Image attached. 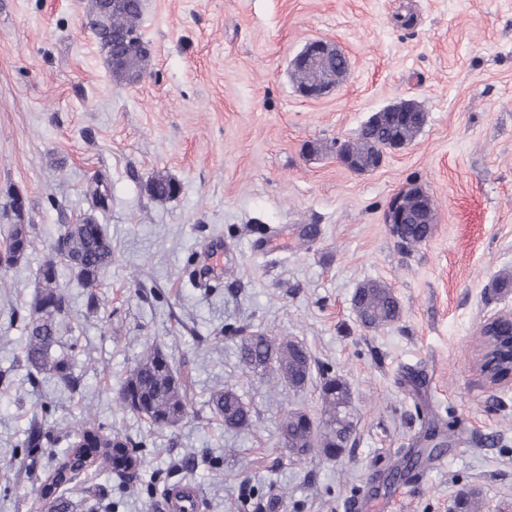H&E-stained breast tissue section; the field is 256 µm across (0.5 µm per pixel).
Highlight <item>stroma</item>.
<instances>
[{
  "instance_id": "stroma-1",
  "label": "stroma",
  "mask_w": 512,
  "mask_h": 512,
  "mask_svg": "<svg viewBox=\"0 0 512 512\" xmlns=\"http://www.w3.org/2000/svg\"><path fill=\"white\" fill-rule=\"evenodd\" d=\"M85 4L0 0V225L24 220L34 237L0 290V512H40L50 457L67 448L29 460L21 442L37 415L63 432L89 415L141 445L132 477L81 476L73 512H170L182 485L196 488L197 512H236L247 486L262 512H456L469 488L488 512H512V383L487 387L475 366L482 323L512 310V291L491 288L512 271V0H143L152 54L134 85L113 78ZM318 39L349 69L309 99L291 61ZM403 100L427 114L411 144L369 172L337 161L336 142ZM158 175L175 197L150 194ZM99 182L109 201L96 214ZM414 182L437 222L405 248L383 214ZM90 213L115 261L94 307L61 274L81 379L71 392L31 376L23 318L62 226ZM369 279L402 310L375 331L351 305ZM242 328L304 345L311 381L296 391L243 370ZM154 348L192 374L173 429L117 401ZM325 371L351 390L353 445L297 462L275 427L286 407L317 410ZM230 385L257 411L254 430L211 412V393ZM433 424L452 441L387 483Z\"/></svg>"
}]
</instances>
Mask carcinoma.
I'll return each instance as SVG.
<instances>
[{
    "mask_svg": "<svg viewBox=\"0 0 512 512\" xmlns=\"http://www.w3.org/2000/svg\"><path fill=\"white\" fill-rule=\"evenodd\" d=\"M141 19V0H124L120 7L102 17V0H90L86 11L87 25L95 34L108 56L125 52L142 43L137 33ZM396 136L413 141L417 132L390 125L385 120L376 125H364L357 137L342 143V149L359 167L367 168L385 142ZM174 182L154 177L150 192L158 198H171ZM433 232L431 224H400L391 233L403 246H415L427 241ZM33 247L29 224H8L0 235V270H7L28 255ZM112 238L95 216L89 215L77 224H67L59 234L52 254L45 259L38 273L39 289L29 304L25 318L23 358L37 372L56 376L73 390L77 381L71 372L69 351L73 344L63 336V319L68 313V296L61 288L59 270L65 267L90 291L91 300L98 301L96 288L112 267ZM355 314L360 323L372 330L380 329L400 316L397 297L387 285L368 280L353 294ZM238 358L243 368L270 375L288 383L296 390L304 388L312 378L313 362L303 345L286 337L268 336L255 332L239 337ZM192 376L174 370L171 362L159 350L149 352L127 375L121 385L119 402L131 413L145 419L156 428H173L186 416L191 405ZM212 413L224 423V428L245 430L253 426L255 411L236 387L227 386L210 395ZM308 413L290 408L284 410L277 429L289 456L301 462L318 456L336 457L342 446L351 441L355 430L349 387L334 375L323 378L320 395V417L311 425ZM53 429L43 419L29 422L21 446L32 454L54 442ZM69 440L64 454L54 460L50 478L41 489L49 487L51 479L61 485L73 483L81 472L76 446L85 445L96 468H110L123 475L141 464L138 443L128 437L114 436L92 418L75 426L66 434ZM48 512H71V502L54 491L46 498ZM457 512H484L480 494L474 490L462 492L457 498Z\"/></svg>",
    "mask_w": 512,
    "mask_h": 512,
    "instance_id": "carcinoma-1",
    "label": "carcinoma"
}]
</instances>
